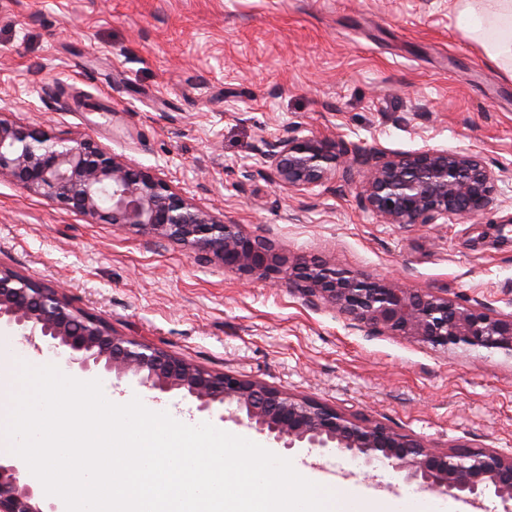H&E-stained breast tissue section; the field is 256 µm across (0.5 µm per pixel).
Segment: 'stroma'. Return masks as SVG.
<instances>
[{
	"instance_id": "35a3bbf8",
	"label": "stroma",
	"mask_w": 512,
	"mask_h": 512,
	"mask_svg": "<svg viewBox=\"0 0 512 512\" xmlns=\"http://www.w3.org/2000/svg\"><path fill=\"white\" fill-rule=\"evenodd\" d=\"M88 135L170 181L287 261L324 259L415 291L512 313V73L448 0H0V105ZM357 148H467L506 178L501 204L455 224H383L355 186L291 192L258 149L288 128ZM0 266L64 289L113 333L387 424L425 443L512 452V359L349 327L282 276L224 269L175 243L93 223L0 181ZM113 395L232 429L180 392L104 370ZM280 457L355 488L418 491L333 450Z\"/></svg>"
}]
</instances>
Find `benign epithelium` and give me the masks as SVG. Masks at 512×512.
Instances as JSON below:
<instances>
[{
	"mask_svg": "<svg viewBox=\"0 0 512 512\" xmlns=\"http://www.w3.org/2000/svg\"><path fill=\"white\" fill-rule=\"evenodd\" d=\"M260 154L277 185L313 191L361 175L357 198L383 224H450L481 215L499 202L503 170L467 148L394 153L356 149L314 134L288 132ZM0 180L56 200L92 222L119 224L183 245L224 268L265 276L280 273V258L263 239L246 235L184 197L158 174L132 165L95 139H62L0 108ZM284 273L288 287L310 303L324 301L353 327L433 348H472L512 358V313L489 303L460 302L439 292L418 293L396 282L361 277L328 261H298ZM35 348L42 345L83 372L99 365L117 380L135 377L161 393L179 391L197 410L272 437L289 450L298 443L334 448L367 466L385 463L405 480L479 507L486 495L512 512V454L443 450L379 422L322 402L297 398L212 372L141 340L117 336L98 317L74 306L60 288L32 282L0 266V325ZM0 512H59L44 508L37 486L17 461L0 459Z\"/></svg>",
	"mask_w": 512,
	"mask_h": 512,
	"instance_id": "benign-epithelium-1",
	"label": "benign epithelium"
}]
</instances>
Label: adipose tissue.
<instances>
[{"mask_svg":"<svg viewBox=\"0 0 512 512\" xmlns=\"http://www.w3.org/2000/svg\"><path fill=\"white\" fill-rule=\"evenodd\" d=\"M454 7L464 30L493 61L512 71V0H493L485 11H477L455 0Z\"/></svg>","mask_w":512,"mask_h":512,"instance_id":"1","label":"adipose tissue"}]
</instances>
